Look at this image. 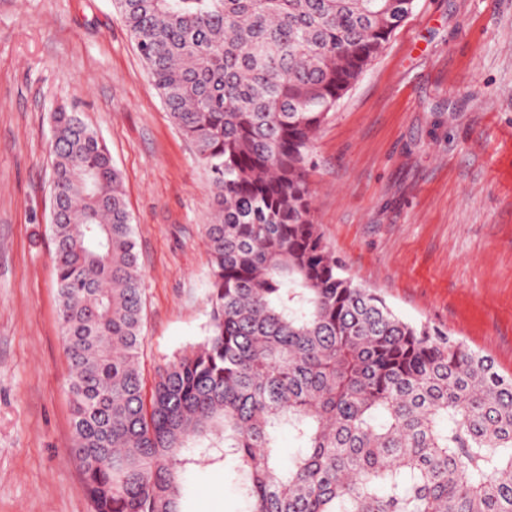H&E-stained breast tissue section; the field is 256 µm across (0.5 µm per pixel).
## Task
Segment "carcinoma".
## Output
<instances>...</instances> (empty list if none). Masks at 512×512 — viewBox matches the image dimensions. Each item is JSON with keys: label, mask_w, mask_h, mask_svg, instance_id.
Returning <instances> with one entry per match:
<instances>
[{"label": "carcinoma", "mask_w": 512, "mask_h": 512, "mask_svg": "<svg viewBox=\"0 0 512 512\" xmlns=\"http://www.w3.org/2000/svg\"><path fill=\"white\" fill-rule=\"evenodd\" d=\"M211 173L207 334L145 391L120 171L52 116V258L92 512H183L223 463L244 512H512V377L353 282L312 216L317 135L409 0H113ZM286 429L298 452L280 465Z\"/></svg>", "instance_id": "carcinoma-1"}]
</instances>
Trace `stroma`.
Masks as SVG:
<instances>
[{
    "mask_svg": "<svg viewBox=\"0 0 512 512\" xmlns=\"http://www.w3.org/2000/svg\"><path fill=\"white\" fill-rule=\"evenodd\" d=\"M79 112L120 170L153 381L207 330L209 177L112 0H0V512H92L49 233L50 115ZM313 217L347 276L512 376V0H416L312 148ZM221 466L184 512H239Z\"/></svg>",
    "mask_w": 512,
    "mask_h": 512,
    "instance_id": "stroma-1",
    "label": "stroma"
}]
</instances>
